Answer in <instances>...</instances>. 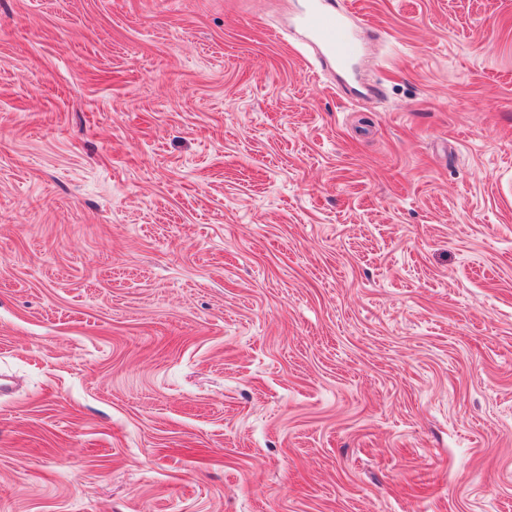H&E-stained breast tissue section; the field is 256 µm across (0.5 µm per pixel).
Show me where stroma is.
Here are the masks:
<instances>
[{
	"label": "stroma",
	"mask_w": 512,
	"mask_h": 512,
	"mask_svg": "<svg viewBox=\"0 0 512 512\" xmlns=\"http://www.w3.org/2000/svg\"><path fill=\"white\" fill-rule=\"evenodd\" d=\"M0 0V512H512V0ZM294 25L314 54L340 71L350 68L364 50L350 13L334 0H308Z\"/></svg>",
	"instance_id": "stroma-1"
}]
</instances>
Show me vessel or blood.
Returning <instances> with one entry per match:
<instances>
[{
	"mask_svg": "<svg viewBox=\"0 0 512 512\" xmlns=\"http://www.w3.org/2000/svg\"><path fill=\"white\" fill-rule=\"evenodd\" d=\"M294 24L314 54L338 70H348L363 53L364 42L351 15L337 0H307Z\"/></svg>",
	"mask_w": 512,
	"mask_h": 512,
	"instance_id": "b4317fda",
	"label": "vessel or blood"
}]
</instances>
